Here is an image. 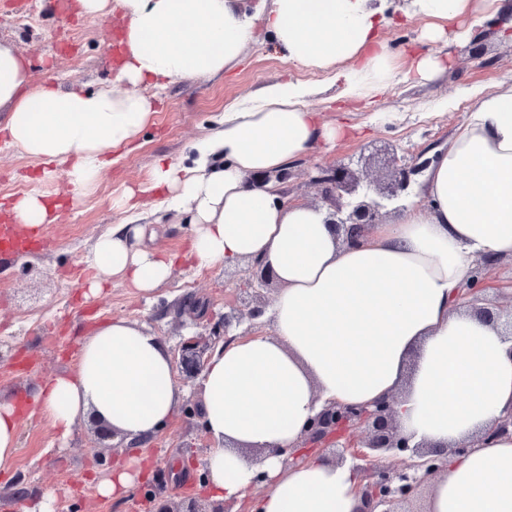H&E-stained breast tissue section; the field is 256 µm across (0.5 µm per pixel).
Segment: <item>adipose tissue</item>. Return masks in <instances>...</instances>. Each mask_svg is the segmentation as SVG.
Here are the masks:
<instances>
[{
    "label": "adipose tissue",
    "instance_id": "adipose-tissue-1",
    "mask_svg": "<svg viewBox=\"0 0 512 512\" xmlns=\"http://www.w3.org/2000/svg\"><path fill=\"white\" fill-rule=\"evenodd\" d=\"M495 0H410L407 17L430 36L456 16L489 11ZM79 14L126 21L125 59L111 86L61 91L32 85L24 59L0 46V132L42 164L44 178L66 169L77 191L90 189L132 145L156 107L147 86L237 65L263 22L286 61L332 73L341 98L366 99L395 76L379 38L388 19L381 0H76ZM308 86L288 82L224 112V127L194 146L191 164L155 159L141 191L115 201L127 213L140 192L165 190L167 208L190 216L185 262L199 268L256 258L281 288L272 335L217 347L199 381L209 439L203 458L213 501H241L257 471L268 489L252 512H358L359 476L351 465L313 457L284 466L329 401L367 406L396 396L401 432L412 442L450 447L427 512H512V435L497 422L512 412V343L457 304L476 253L512 256V86L477 95L419 190L426 205L373 226L361 244L337 243L326 211L285 204L248 177L275 172L338 128L307 106ZM15 224L53 220L43 194L8 208ZM144 224H119L87 258L100 296L119 277L143 295L167 282L175 264L145 247ZM31 412L47 417L58 442L94 415L126 442L151 441L177 414L182 390L162 339L124 318L102 322L82 342L75 374L30 391ZM464 454H455V447Z\"/></svg>",
    "mask_w": 512,
    "mask_h": 512
}]
</instances>
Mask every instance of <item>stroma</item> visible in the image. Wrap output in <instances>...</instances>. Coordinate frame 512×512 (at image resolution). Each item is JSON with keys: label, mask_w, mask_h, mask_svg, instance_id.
<instances>
[{"label": "stroma", "mask_w": 512, "mask_h": 512, "mask_svg": "<svg viewBox=\"0 0 512 512\" xmlns=\"http://www.w3.org/2000/svg\"><path fill=\"white\" fill-rule=\"evenodd\" d=\"M71 0H0V44L29 63L34 83L61 90H93L112 82L109 19L89 18L70 9ZM424 21L396 15L380 31L395 57L398 76L372 103L336 102L328 74L286 62L273 50L270 36L257 29L241 62L216 76L186 75L158 93L157 110L131 151L114 162L90 190L72 192L64 167L43 181L41 166L0 139V202L29 192L57 193L63 205L43 231L51 245L18 259L0 261V400L18 401L46 377L75 372L82 339L102 321L125 318L143 325L175 348L199 332V320L187 299L204 302L209 313L224 314L244 284V265L199 269L176 266L169 281L143 297L125 281L113 280L97 298L85 299L89 271L84 258L96 240L126 221L113 206L126 189L143 185L157 157L191 162L193 146L221 128L225 108L249 100L265 87L288 81L318 87L309 101L322 122L343 130L333 147L315 146L289 170L292 202L319 204L309 185V166L357 168L360 156L396 146L399 154L434 156L447 147L465 121L476 91L512 85V40L488 34L485 54L472 59L468 34L478 24L472 15L449 20V42L424 38ZM442 58L443 70L429 79L415 72L417 58ZM54 429L42 415L23 417L13 475L0 477V512H35L52 493L53 512H134L146 480L174 501L203 493L206 441L183 414L176 416L146 446L102 448L90 420L77 422L65 446L50 448ZM136 473L126 495L112 498L97 490L116 465Z\"/></svg>", "instance_id": "stroma-1"}]
</instances>
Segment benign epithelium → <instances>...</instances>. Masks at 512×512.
I'll list each match as a JSON object with an SVG mask.
<instances>
[{"label": "benign epithelium", "instance_id": "7a95c632", "mask_svg": "<svg viewBox=\"0 0 512 512\" xmlns=\"http://www.w3.org/2000/svg\"><path fill=\"white\" fill-rule=\"evenodd\" d=\"M432 160L417 155L409 160L391 152L383 167L373 170L372 158L364 159L360 170L347 167L313 165L307 171L308 181L320 191L328 204L327 223L334 229L336 240L351 246L361 241L375 224L383 223L387 204L404 197L410 188L412 176L431 165ZM289 167L275 174H258L248 178L257 188L274 180L288 181ZM489 258L474 260L472 280L458 299V304L470 308L484 322L500 328L512 339V295L508 301L493 306L481 304L482 296L493 289L487 276ZM249 287L244 289L237 304L218 321L206 327L208 333L195 339L188 338L177 346L174 357L176 373L183 381L202 375L215 347L226 339L233 327L248 320L261 319L268 306V291L277 283L275 273L259 261L249 263ZM397 397L375 402L370 408L341 406L328 403L311 418L296 449L289 452L285 465L302 463L317 454L337 464L347 460L367 461L360 468L362 504L358 512H413L408 508L426 487L440 476L445 468V448L412 446L400 434L395 404ZM400 458V466L379 465L382 456ZM147 502L155 512H233L229 502L203 503L190 497L179 503L164 501L157 494L148 493Z\"/></svg>", "mask_w": 512, "mask_h": 512}]
</instances>
